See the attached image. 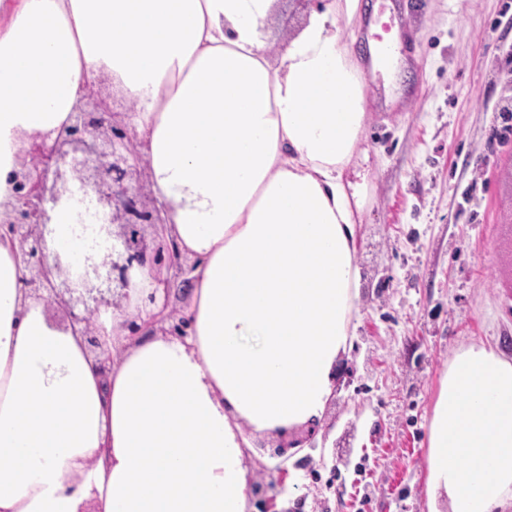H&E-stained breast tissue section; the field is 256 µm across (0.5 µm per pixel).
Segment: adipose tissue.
Returning a JSON list of instances; mask_svg holds the SVG:
<instances>
[{
	"label": "adipose tissue",
	"mask_w": 512,
	"mask_h": 512,
	"mask_svg": "<svg viewBox=\"0 0 512 512\" xmlns=\"http://www.w3.org/2000/svg\"><path fill=\"white\" fill-rule=\"evenodd\" d=\"M274 2L0 0V212L25 150L104 73L195 262L187 340L160 332L161 305L133 338L108 310L93 354L23 296L0 237V512H249L255 435L322 417L358 279L365 78L336 12L359 0L312 11L276 64ZM427 473L429 512H512V362L455 358Z\"/></svg>",
	"instance_id": "1"
}]
</instances>
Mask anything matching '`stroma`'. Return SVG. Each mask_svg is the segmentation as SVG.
I'll list each match as a JSON object with an SVG mask.
<instances>
[{
  "mask_svg": "<svg viewBox=\"0 0 512 512\" xmlns=\"http://www.w3.org/2000/svg\"><path fill=\"white\" fill-rule=\"evenodd\" d=\"M325 2L275 0L272 62ZM359 13L397 31V75L369 65L357 18L337 14L367 77L346 376L315 435L288 432L286 456L278 438L254 440L249 512H428V428L449 365L470 347L512 361V132L497 112L512 100V0H360Z\"/></svg>",
  "mask_w": 512,
  "mask_h": 512,
  "instance_id": "1",
  "label": "stroma"
}]
</instances>
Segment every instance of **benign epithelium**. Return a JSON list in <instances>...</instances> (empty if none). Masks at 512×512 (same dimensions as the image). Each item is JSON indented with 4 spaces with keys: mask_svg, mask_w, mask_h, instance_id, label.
Here are the masks:
<instances>
[{
    "mask_svg": "<svg viewBox=\"0 0 512 512\" xmlns=\"http://www.w3.org/2000/svg\"><path fill=\"white\" fill-rule=\"evenodd\" d=\"M90 98L89 92L82 96L75 107L73 123L63 128L51 145L41 143L31 148L30 154L37 156L38 161L23 165L17 172L14 201L10 203V210L0 218V223L8 225V235L18 243L24 269L21 279L24 295L42 298L49 305L60 308L73 331L84 336L88 345L98 348L95 315L99 306L89 305L83 295L93 281L105 279L120 287L127 299L130 289L140 287L139 277L147 268L155 287L141 297V304L155 303L161 285L164 307L167 308L172 300L185 295L190 288L192 266L182 265L172 240L156 252L148 251L143 244L139 234L143 225L165 223L162 210L157 206L147 207L142 193L143 185L138 176L140 169L147 167V162L138 151L128 125L109 121L106 107L101 103L89 106ZM103 127L109 131L108 150L98 152L88 148L83 157H77L78 145L84 143L82 135ZM90 166L95 170L92 179L82 175L78 184L72 183L62 189L48 185L50 178L60 177L64 168L82 172ZM91 193L109 208L107 212H94L93 228L95 237L108 244L106 259H99L97 251H88L76 273L58 254L53 263H48L46 234L50 233V212L76 203L81 205ZM113 224L122 227L119 247L109 244ZM165 262L179 266L178 285L160 278L157 267ZM53 271L56 277L65 278V289L57 288L50 280ZM174 286L178 288L175 293L172 292Z\"/></svg>",
    "mask_w": 512,
    "mask_h": 512,
    "instance_id": "7a95c632",
    "label": "benign epithelium"
}]
</instances>
